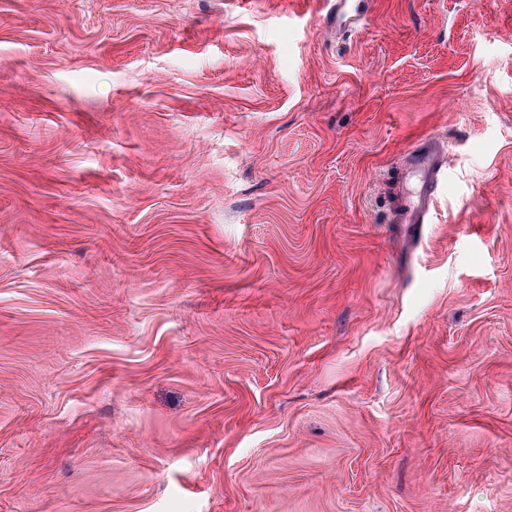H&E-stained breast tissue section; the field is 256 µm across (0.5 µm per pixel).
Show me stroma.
<instances>
[{
	"label": "stroma",
	"instance_id": "1",
	"mask_svg": "<svg viewBox=\"0 0 512 512\" xmlns=\"http://www.w3.org/2000/svg\"><path fill=\"white\" fill-rule=\"evenodd\" d=\"M0 512H512V0H0ZM413 165L412 172L421 177L422 185L418 191L404 194L397 205L407 224H417L427 215L432 202L433 180L439 173L433 155L426 149L414 158Z\"/></svg>",
	"mask_w": 512,
	"mask_h": 512
}]
</instances>
